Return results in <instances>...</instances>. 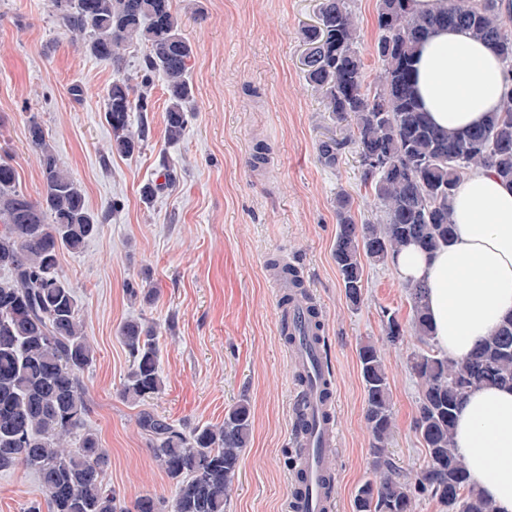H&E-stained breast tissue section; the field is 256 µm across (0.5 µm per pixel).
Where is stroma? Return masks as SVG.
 Segmentation results:
<instances>
[{
	"label": "stroma",
	"instance_id": "35a3bbf8",
	"mask_svg": "<svg viewBox=\"0 0 512 512\" xmlns=\"http://www.w3.org/2000/svg\"><path fill=\"white\" fill-rule=\"evenodd\" d=\"M318 4L172 0L194 47L188 123L178 143L166 142L167 94L162 76H153L147 111L132 115L133 129L145 137L124 156L111 150L105 95L116 76L139 82L144 47L128 49L118 71L56 25L50 0H0V149L12 158L21 189L39 198L41 174L27 132L37 117L89 209L103 218L80 253L61 254L59 269L80 300L95 348L84 372L86 423L108 451L106 481L125 505L148 493L168 501L175 494L139 427L140 413L188 427L218 424L245 399L252 434L225 512H283L297 386L269 277L275 258L300 270L331 339L337 512H354V495L371 476L361 342L382 344L395 418L389 453L406 474L424 463L414 429L419 381L408 364L422 345L408 330V293L390 264L369 263L363 302L350 307L333 260L337 192L349 195L357 221L378 212L353 147L331 166L319 157L320 142L340 130L300 63V31L313 23ZM349 5L371 77L380 68L379 0ZM76 85L83 97L73 96ZM259 145L265 160L255 168L250 158ZM167 167L177 174L175 184L144 198L143 186L160 181ZM130 284L155 289L154 299L131 300ZM387 312L406 328L396 346L382 341ZM129 321L152 324L159 334L163 388L137 406L120 395L132 361L119 331ZM43 499L31 470H0V512H27Z\"/></svg>",
	"mask_w": 512,
	"mask_h": 512
}]
</instances>
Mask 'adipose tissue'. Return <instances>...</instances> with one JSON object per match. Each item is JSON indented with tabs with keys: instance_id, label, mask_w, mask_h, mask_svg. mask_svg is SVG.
<instances>
[{
	"instance_id": "obj_1",
	"label": "adipose tissue",
	"mask_w": 512,
	"mask_h": 512,
	"mask_svg": "<svg viewBox=\"0 0 512 512\" xmlns=\"http://www.w3.org/2000/svg\"><path fill=\"white\" fill-rule=\"evenodd\" d=\"M414 69L418 99L438 127L464 130L500 107L505 66L464 29L431 36ZM452 219L448 244L432 253L406 246L391 265L401 283L424 286L433 340L459 361L512 314V186L489 169H471L452 201ZM453 441L471 482L496 512H512V389L473 388Z\"/></svg>"
}]
</instances>
